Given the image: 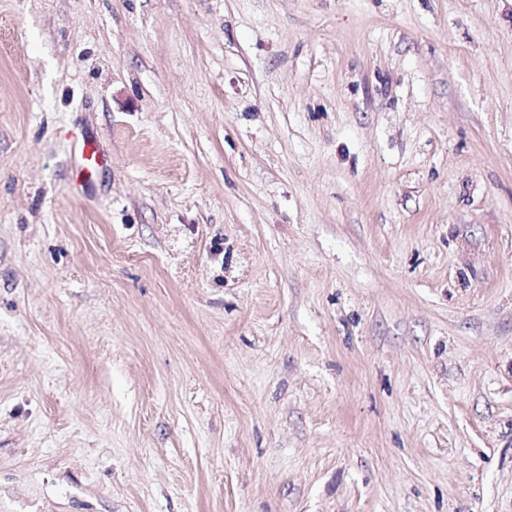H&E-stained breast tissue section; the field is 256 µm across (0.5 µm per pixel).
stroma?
I'll return each mask as SVG.
<instances>
[{
  "instance_id": "1",
  "label": "stroma",
  "mask_w": 512,
  "mask_h": 512,
  "mask_svg": "<svg viewBox=\"0 0 512 512\" xmlns=\"http://www.w3.org/2000/svg\"><path fill=\"white\" fill-rule=\"evenodd\" d=\"M0 512H512V0H0ZM74 147L79 157L78 175L85 171L90 173V169L99 165V151L93 136L81 133L75 137Z\"/></svg>"
}]
</instances>
